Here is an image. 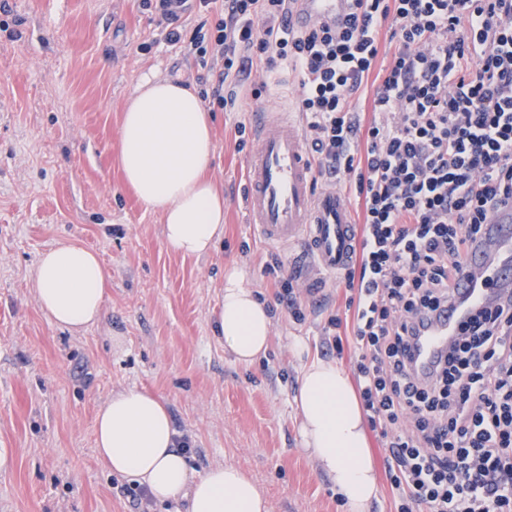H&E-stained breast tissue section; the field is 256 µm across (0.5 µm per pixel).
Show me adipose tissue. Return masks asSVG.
Segmentation results:
<instances>
[{
  "instance_id": "ef3b65f1",
  "label": "adipose tissue",
  "mask_w": 512,
  "mask_h": 512,
  "mask_svg": "<svg viewBox=\"0 0 512 512\" xmlns=\"http://www.w3.org/2000/svg\"><path fill=\"white\" fill-rule=\"evenodd\" d=\"M119 164L126 183L163 217L167 249L182 256L213 250L224 235V192L209 177L215 153L211 116L196 90L170 80L142 81L119 128ZM112 277L93 250L69 241L42 253L32 276L41 310L57 326L81 333L102 318ZM214 333L235 359L253 363L270 340L265 304L225 273ZM303 444L330 476L349 512H368L379 487L366 419L347 374L316 360L302 373L296 396ZM95 451L117 476L145 487L158 503L187 500L189 512H270L257 482L231 465L192 476L176 443L166 406L153 395L113 392L96 416Z\"/></svg>"
}]
</instances>
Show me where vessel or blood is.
Listing matches in <instances>:
<instances>
[{
    "mask_svg": "<svg viewBox=\"0 0 512 512\" xmlns=\"http://www.w3.org/2000/svg\"><path fill=\"white\" fill-rule=\"evenodd\" d=\"M348 10V0H298L288 23L303 27L340 18ZM251 120L257 149L247 162L249 222L266 243L304 244V251L293 255L292 266L312 295L320 296L325 277L344 271L354 254L350 208L335 186H319L303 127L292 113L256 110ZM487 236L495 260H488L480 248L469 255L447 305L410 344L409 359L416 370L434 368L465 314L483 308L498 286L512 284V205L490 215Z\"/></svg>",
    "mask_w": 512,
    "mask_h": 512,
    "instance_id": "vessel-or-blood-1",
    "label": "vessel or blood"
}]
</instances>
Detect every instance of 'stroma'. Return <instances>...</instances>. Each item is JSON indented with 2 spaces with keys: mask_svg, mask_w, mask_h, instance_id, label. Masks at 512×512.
Returning <instances> with one entry per match:
<instances>
[{
  "mask_svg": "<svg viewBox=\"0 0 512 512\" xmlns=\"http://www.w3.org/2000/svg\"><path fill=\"white\" fill-rule=\"evenodd\" d=\"M211 15L187 10L183 41L140 0H0V512H188L187 501L134 505L127 479L94 451L95 418L112 392L137 387L167 406L189 438L193 473L216 464L250 474L270 512H347L300 434L295 395L303 368L325 359L321 328L343 314L344 282L295 323L276 300L271 253L244 210L235 126L258 107L280 109L294 73H251L234 107L215 110L211 175L224 190V237L199 258L169 252L162 216L122 182V113L144 79L217 88L222 60L201 63L190 41ZM95 250L112 275L103 320L85 334L54 325L31 288L44 250L71 241ZM244 273L272 311V340L250 365L213 335L218 290Z\"/></svg>",
  "mask_w": 512,
  "mask_h": 512,
  "instance_id": "stroma-1",
  "label": "stroma"
}]
</instances>
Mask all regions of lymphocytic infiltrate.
I'll return each instance as SVG.
<instances>
[{
    "mask_svg": "<svg viewBox=\"0 0 512 512\" xmlns=\"http://www.w3.org/2000/svg\"><path fill=\"white\" fill-rule=\"evenodd\" d=\"M141 2L173 23L189 2L217 14L192 44L223 59L234 91L256 67L298 79L312 159L357 201L346 313L323 342L353 350L395 512H512V294L461 323L429 379L405 358L490 212L512 203V0H351L303 30L289 0ZM385 39L392 60L374 83ZM234 91L213 103L234 106Z\"/></svg>",
    "mask_w": 512,
    "mask_h": 512,
    "instance_id": "f902f5d3",
    "label": "lymphocytic infiltrate"
}]
</instances>
